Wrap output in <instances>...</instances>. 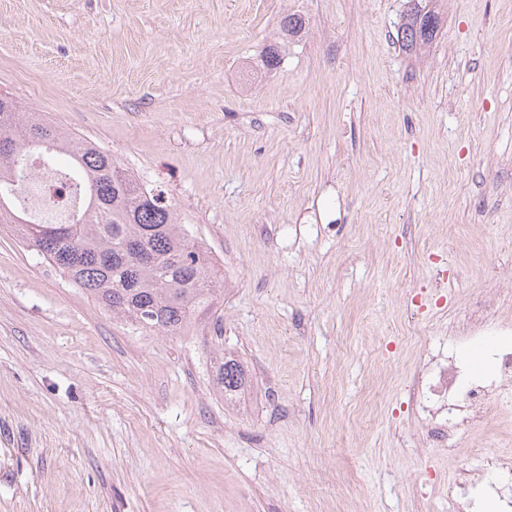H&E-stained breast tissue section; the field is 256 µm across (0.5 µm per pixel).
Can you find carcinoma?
<instances>
[{"instance_id":"1","label":"carcinoma","mask_w":512,"mask_h":512,"mask_svg":"<svg viewBox=\"0 0 512 512\" xmlns=\"http://www.w3.org/2000/svg\"><path fill=\"white\" fill-rule=\"evenodd\" d=\"M398 42L418 53L436 38L441 17L427 0H410ZM307 23L287 14L279 41L269 45L264 66L280 63L282 44L305 33ZM43 161L69 158L79 205L70 219L41 224L17 206L33 173L24 164L32 151ZM148 190L109 153L32 116L12 99L0 102V224H8L37 254L112 315L145 331L180 333L198 312L210 309L223 290L209 256L192 240L177 211L162 198L147 202ZM215 381L228 397L247 382L244 366L219 351Z\"/></svg>"}]
</instances>
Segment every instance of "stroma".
I'll return each instance as SVG.
<instances>
[{
    "label": "stroma",
    "instance_id": "stroma-1",
    "mask_svg": "<svg viewBox=\"0 0 512 512\" xmlns=\"http://www.w3.org/2000/svg\"><path fill=\"white\" fill-rule=\"evenodd\" d=\"M407 7L0 0V94L162 191L224 276L146 332L0 228V512H448L449 475L512 448V388L452 460L410 401L429 358L489 377L512 339V0H440L418 57ZM307 23L305 19L298 14H287L283 16L279 23V39L282 42L276 41L266 48L264 55V66L266 68H273L280 63L282 45L288 43L289 40L301 37L305 33ZM215 381L224 397L233 396L247 382L244 366L237 360L228 357L221 349L214 361Z\"/></svg>",
    "mask_w": 512,
    "mask_h": 512
}]
</instances>
